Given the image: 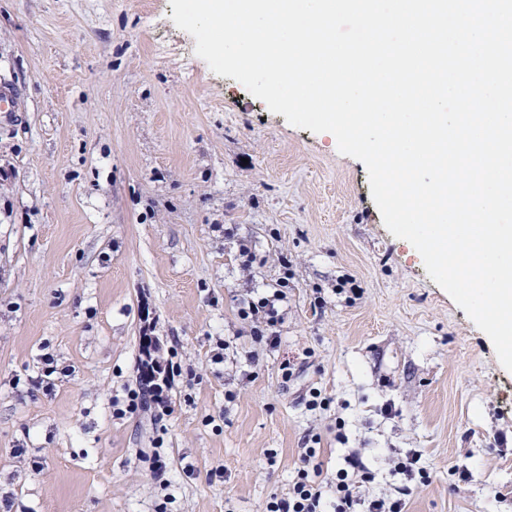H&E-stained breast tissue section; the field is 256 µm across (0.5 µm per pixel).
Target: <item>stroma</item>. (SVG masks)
Instances as JSON below:
<instances>
[{
  "label": "stroma",
  "instance_id": "35a3bbf8",
  "mask_svg": "<svg viewBox=\"0 0 512 512\" xmlns=\"http://www.w3.org/2000/svg\"><path fill=\"white\" fill-rule=\"evenodd\" d=\"M172 13L0 0V81L24 105L0 124V512H155L167 494L168 512H261L312 434L328 472L360 452L373 495L418 454L430 480L406 512H512V371L489 337L389 233L365 165L215 74ZM284 259L271 349L237 307ZM46 356L69 373L30 390ZM148 357L175 366L158 479L139 459L151 411L112 407Z\"/></svg>",
  "mask_w": 512,
  "mask_h": 512
}]
</instances>
